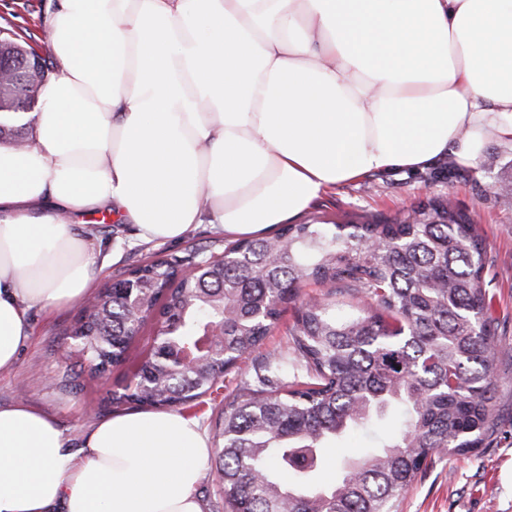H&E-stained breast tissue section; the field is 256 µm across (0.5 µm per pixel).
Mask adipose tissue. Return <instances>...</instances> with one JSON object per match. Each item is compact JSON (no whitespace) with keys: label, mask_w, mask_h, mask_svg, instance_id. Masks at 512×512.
<instances>
[{"label":"adipose tissue","mask_w":512,"mask_h":512,"mask_svg":"<svg viewBox=\"0 0 512 512\" xmlns=\"http://www.w3.org/2000/svg\"><path fill=\"white\" fill-rule=\"evenodd\" d=\"M33 144L0 145V371L31 312L106 258L74 216L141 240L262 236L327 191L512 142V0H57ZM199 423L137 411L70 447L0 406V512H204Z\"/></svg>","instance_id":"ef3b65f1"}]
</instances>
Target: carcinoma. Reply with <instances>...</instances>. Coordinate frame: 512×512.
I'll return each mask as SVG.
<instances>
[{
    "mask_svg": "<svg viewBox=\"0 0 512 512\" xmlns=\"http://www.w3.org/2000/svg\"><path fill=\"white\" fill-rule=\"evenodd\" d=\"M20 41L0 36L16 76L0 91V136L22 139L19 120L48 78L25 80ZM487 246L478 223L433 197L392 218L286 224L269 237L216 239L210 249L138 263L117 280L138 283L139 313L110 286L94 294L69 337L80 357L57 375L63 390L123 364L158 316L134 382L106 391L104 409L190 404L264 345L286 305L295 320L280 356L253 366L224 402L218 461L229 512H392L429 462L491 447L500 427L493 361L502 337L486 312ZM327 287L305 298L301 285ZM401 415L386 440L377 424ZM362 430L376 447L321 483L323 449Z\"/></svg>",
    "mask_w": 512,
    "mask_h": 512,
    "instance_id": "1",
    "label": "carcinoma"
}]
</instances>
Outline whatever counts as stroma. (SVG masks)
Segmentation results:
<instances>
[{"label":"stroma","mask_w":512,"mask_h":512,"mask_svg":"<svg viewBox=\"0 0 512 512\" xmlns=\"http://www.w3.org/2000/svg\"><path fill=\"white\" fill-rule=\"evenodd\" d=\"M53 3L0 0V30L17 34L43 57H50L49 46L41 41V29ZM509 190L512 142L495 141L485 145L478 165H462L448 156L423 171L367 176L326 192L296 218L302 224L314 219L346 222L360 216L392 217L443 194L474 215L487 237L486 303L499 335L506 340L494 362L502 432L492 448L480 455L435 459L399 499L397 512H512V207L499 201L500 194ZM90 224L100 226L96 243L108 256L106 267L93 281L97 288L150 256L178 255L191 245H204L221 235L214 225L197 224L181 240L145 243L139 239L136 225L104 212L83 216L74 229L81 232ZM79 311L76 303L53 310L34 309L30 344L22 349L12 369L0 372V406L18 399L27 401L55 418L74 447L83 443L96 421L107 416L82 392L63 391L54 383L62 367L59 347ZM251 364V358H244L238 369L221 378L217 394L204 396L198 406L184 408V415L196 419L208 437L216 435L218 408L235 394Z\"/></svg>","instance_id":"stroma-1"}]
</instances>
